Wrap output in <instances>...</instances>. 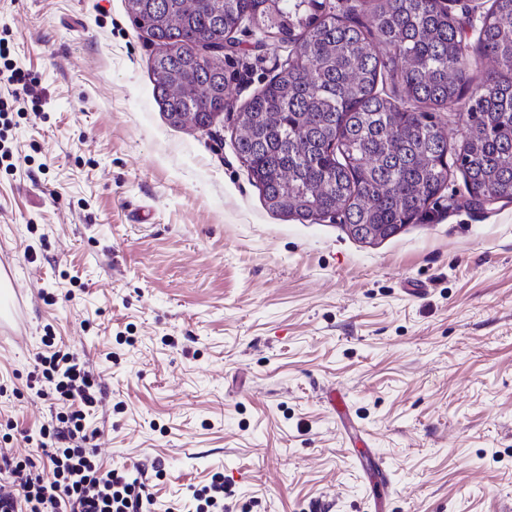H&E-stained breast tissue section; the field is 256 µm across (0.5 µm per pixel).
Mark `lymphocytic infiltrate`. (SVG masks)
I'll use <instances>...</instances> for the list:
<instances>
[{"mask_svg": "<svg viewBox=\"0 0 512 512\" xmlns=\"http://www.w3.org/2000/svg\"><path fill=\"white\" fill-rule=\"evenodd\" d=\"M9 41L0 37V79L8 84L0 97V118L20 103L39 105L41 98L24 72L8 62ZM47 351L27 379L29 389L56 408L40 430L43 459L0 451V512H154L147 471L102 469L88 448L86 420L97 409L101 384L86 360L42 338Z\"/></svg>", "mask_w": 512, "mask_h": 512, "instance_id": "1", "label": "lymphocytic infiltrate"}]
</instances>
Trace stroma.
Wrapping results in <instances>:
<instances>
[{"label":"stroma","mask_w":512,"mask_h":512,"mask_svg":"<svg viewBox=\"0 0 512 512\" xmlns=\"http://www.w3.org/2000/svg\"><path fill=\"white\" fill-rule=\"evenodd\" d=\"M2 28L42 96L0 168L31 324L0 342L13 448L41 455L26 382L49 332L100 374L103 468L161 462L156 512L216 472L226 512H376L379 469L383 512H512V202L443 197L372 244L273 213L234 118L287 44L242 27L198 130L160 112L124 0H0Z\"/></svg>","instance_id":"obj_1"}]
</instances>
